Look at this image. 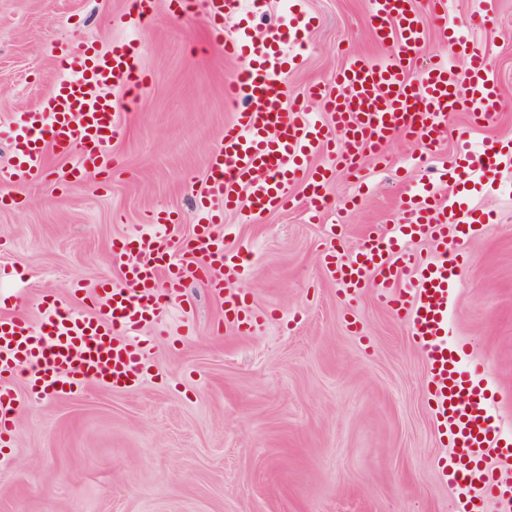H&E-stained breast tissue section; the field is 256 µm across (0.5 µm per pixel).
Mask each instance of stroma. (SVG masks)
Listing matches in <instances>:
<instances>
[{"instance_id": "obj_1", "label": "stroma", "mask_w": 512, "mask_h": 512, "mask_svg": "<svg viewBox=\"0 0 512 512\" xmlns=\"http://www.w3.org/2000/svg\"><path fill=\"white\" fill-rule=\"evenodd\" d=\"M133 0H0V167L12 163L10 138L23 112L54 88L55 57L69 45L107 50L132 37L151 82L121 100L115 163L103 177L85 172L64 187L49 158V175L1 187L0 294L24 303L40 320L42 296L80 310L72 283L94 292L118 282L110 256L150 211L174 225L159 245L175 251L201 214L208 159L234 110L224 84L240 65L225 59L219 38L200 18L160 0L147 22L112 26ZM316 16L299 65L285 81L292 96L314 84L334 87L348 56H377L367 0H269L250 19L261 36L291 20L292 4ZM478 0H451L449 23L468 27L487 54L505 102L495 121L471 128L453 112L436 154L390 140L389 167L367 163L356 189L346 172L325 187L320 223L302 210L254 219L248 210L215 218L227 248L248 272L232 282L247 294L253 327L241 334L224 322V303L200 282L185 304H173L167 331L153 335L151 367L131 389L87 381L64 397L21 396L16 433L0 446V512H455L439 458L443 445L427 398L425 362L409 329L382 306L375 289L348 299L324 265L331 224H341V252L354 253L370 228L396 224L407 186L428 180L459 156L458 131L471 146H512V0H495L492 22L472 25ZM470 208L492 221L455 272L449 327L512 419V167L493 186L477 188ZM358 320L351 330L350 320Z\"/></svg>"}]
</instances>
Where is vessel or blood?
<instances>
[{
  "instance_id": "obj_1",
  "label": "vessel or blood",
  "mask_w": 512,
  "mask_h": 512,
  "mask_svg": "<svg viewBox=\"0 0 512 512\" xmlns=\"http://www.w3.org/2000/svg\"><path fill=\"white\" fill-rule=\"evenodd\" d=\"M267 0H200L199 15L210 29L226 21L264 12ZM375 40L385 57H349L336 74V87L309 89L305 98L287 100L282 78L294 62L289 45L302 43L312 18L298 12L288 29H269L254 39L247 27L226 35V58L241 69L225 82L226 100L240 103L233 123L211 154L206 174V212L246 208L256 216L290 208L291 187L306 181L308 212L318 216L323 189L333 170L360 172L364 154L386 164L383 146L394 136L414 137L437 147L449 113H470L475 124L493 122L502 99L486 53L459 27H446L442 38L453 54L466 60L464 71L423 54L425 25L407 0H369ZM57 59L62 73L53 91L30 111L20 126V151L14 164L0 168L4 184L43 177L49 155L75 157L74 166L57 169L59 182L78 184L87 168H107L117 134L116 104L107 87H142L139 49L130 42L110 50L82 43L67 47ZM319 99L331 112L333 127L311 118L308 103ZM341 140H334V133ZM326 154V167L310 169V158ZM512 162V151L485 145L467 149L459 163L444 168L448 188L439 195L433 184H418L399 203L401 217L388 232H370L354 254L335 245L326 249L325 268L346 295L375 286L379 302L404 321L427 368V398L438 430L455 446L467 449V462L451 472L450 485L460 495L479 491L500 512H512V487L501 488L489 465L504 454L502 427L496 417L497 394L483 385L476 370L465 367L464 346L448 339V309L453 275L468 256L475 212L465 204L466 187L480 184ZM166 217L151 213L147 228L126 236L112 248L119 285L106 289L105 303L84 316L56 297L43 296L41 319L0 314V439L12 435L20 402L10 387L26 374L28 392L37 397L68 396L89 380L112 388L136 385L146 371L151 339L142 335L161 324L173 303L183 301L188 283L203 282L224 300V318L239 331L252 327L245 295L228 293L225 282L243 277L240 252L229 250L211 224H196L193 236L177 251L156 246V228ZM441 245L431 260L412 252L414 239Z\"/></svg>"
}]
</instances>
